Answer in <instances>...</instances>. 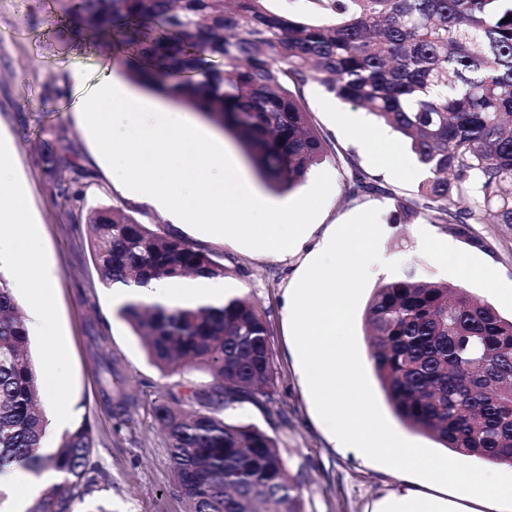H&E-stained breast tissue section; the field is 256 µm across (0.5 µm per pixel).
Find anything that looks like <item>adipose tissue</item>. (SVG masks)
<instances>
[{"mask_svg": "<svg viewBox=\"0 0 512 512\" xmlns=\"http://www.w3.org/2000/svg\"><path fill=\"white\" fill-rule=\"evenodd\" d=\"M27 212L28 201L14 183L12 168L0 158V246L9 248L15 267L28 271L38 298L43 300L50 293L54 270L43 252L19 245L20 240L28 238L30 233ZM224 295L223 283L205 279L161 281L136 290L119 287L112 291L114 304L118 307L133 300L195 307L221 302Z\"/></svg>", "mask_w": 512, "mask_h": 512, "instance_id": "ef3b65f1", "label": "adipose tissue"}]
</instances>
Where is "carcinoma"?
Listing matches in <instances>:
<instances>
[{
  "label": "carcinoma",
  "instance_id": "carcinoma-1",
  "mask_svg": "<svg viewBox=\"0 0 512 512\" xmlns=\"http://www.w3.org/2000/svg\"><path fill=\"white\" fill-rule=\"evenodd\" d=\"M50 2L75 35L144 56L127 78L153 73L146 85L231 135L273 192L299 187L330 151L302 96L321 72L328 92L410 140L428 172L412 200L353 164L348 196H386L392 223L422 214L476 247L472 225L512 224V0H307L314 19L274 12L268 0ZM455 198L468 204L453 209ZM86 224L106 285L227 275L224 263L118 206L91 209ZM17 310L0 269V474L55 469L64 482L31 512H69L91 493L92 429L83 423L44 453L40 375ZM119 316L162 372L211 377L186 395L194 412L182 413L172 391L153 407L188 512H255L270 501L301 512L275 439L223 415L271 400L266 317L238 295L191 309L131 303ZM364 321L376 376L406 426L457 455L512 465V320L453 284L404 278L374 289ZM102 369L106 404L127 414L128 396L112 389L117 369L107 358Z\"/></svg>",
  "mask_w": 512,
  "mask_h": 512
}]
</instances>
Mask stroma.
<instances>
[{
	"instance_id": "stroma-1",
	"label": "stroma",
	"mask_w": 512,
	"mask_h": 512,
	"mask_svg": "<svg viewBox=\"0 0 512 512\" xmlns=\"http://www.w3.org/2000/svg\"><path fill=\"white\" fill-rule=\"evenodd\" d=\"M73 68L84 70L94 86L103 70L123 71L127 64L112 52L77 46L70 26L53 17L48 0H0V136L10 140L16 172L29 194L27 218L36 226L29 244L46 253L55 271L48 308L37 306L26 274L18 269L11 272L14 293L30 327V351L40 379L54 386L41 394L43 412L50 418L56 407L64 406L73 413V425L86 423L92 428L93 497L107 501L112 512H186L152 403L170 391L185 395L206 380L199 372L162 373L149 361L140 336L113 307L112 289L102 282L92 259L85 216L91 208L114 205L158 233L179 237L220 258L228 269L226 288L247 296L265 314L273 357L272 397L260 405L243 403L234 414L277 441L300 487L302 512H375L381 501L407 492L448 499L458 503L462 512H499L479 498L459 495L335 447L318 423L282 310L285 290L303 264L304 252L276 257L230 245L223 237L190 225L172 224L166 210L127 196L113 183L108 164L77 112L76 97L67 83ZM302 95L315 127L334 147L320 165L332 178V190L318 224L339 225L365 209H378L383 223L380 249L399 261L398 276L460 286L511 318L512 301L498 297L497 290L512 285V225L477 228L485 240L481 256L492 270L491 277L449 274V262L438 261L426 251L423 239H442L455 250L466 251L470 245L465 239L449 235L423 216L389 223L394 210L390 199L351 198L346 192V174L354 162L385 184L416 193L427 174L408 144L389 133L396 154L391 172L383 173L375 137L382 123L363 108L338 100L321 80H311ZM355 330L368 380L389 424L403 438L434 447L432 438L408 428L394 415L372 373L363 314H356ZM103 355L122 364L124 389L137 402L129 419L114 418L103 405L99 366Z\"/></svg>"
}]
</instances>
